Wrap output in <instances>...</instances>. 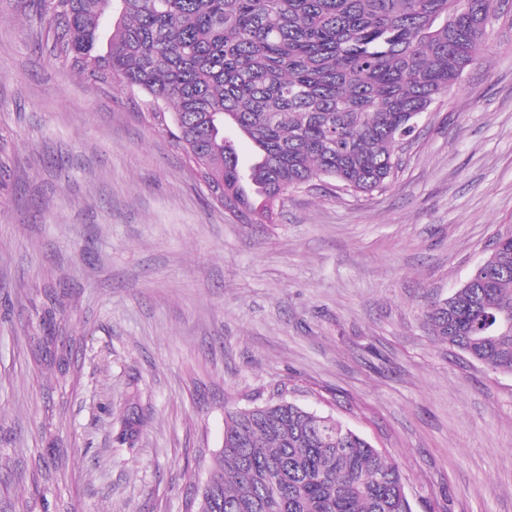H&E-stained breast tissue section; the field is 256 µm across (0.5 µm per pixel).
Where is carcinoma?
Masks as SVG:
<instances>
[{
    "label": "carcinoma",
    "instance_id": "1",
    "mask_svg": "<svg viewBox=\"0 0 512 512\" xmlns=\"http://www.w3.org/2000/svg\"><path fill=\"white\" fill-rule=\"evenodd\" d=\"M119 2V11L112 9ZM56 55L172 109L178 145L224 206L272 222L290 188L387 187L396 148L478 58L499 0H39ZM253 154L240 162L237 139ZM423 316L432 335L512 373V231ZM140 420L123 419L135 447ZM197 512H412L398 463L281 399L228 412Z\"/></svg>",
    "mask_w": 512,
    "mask_h": 512
}]
</instances>
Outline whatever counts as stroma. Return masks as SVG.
I'll use <instances>...</instances> for the list:
<instances>
[{
    "label": "stroma",
    "mask_w": 512,
    "mask_h": 512,
    "mask_svg": "<svg viewBox=\"0 0 512 512\" xmlns=\"http://www.w3.org/2000/svg\"><path fill=\"white\" fill-rule=\"evenodd\" d=\"M145 111L0 0V512H187L226 411L280 395L393 457L412 512H512V374L423 319L512 226V0L370 195L241 223Z\"/></svg>",
    "instance_id": "obj_1"
}]
</instances>
